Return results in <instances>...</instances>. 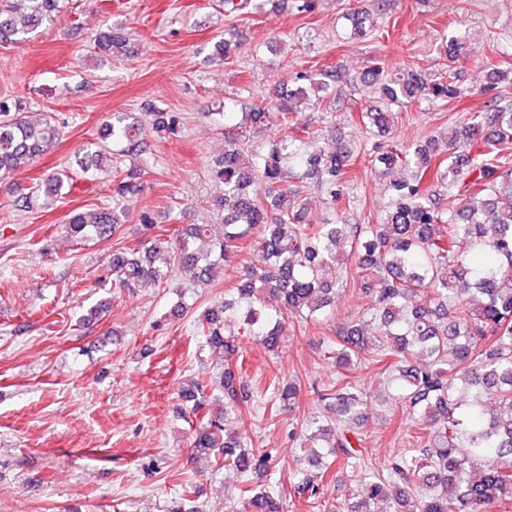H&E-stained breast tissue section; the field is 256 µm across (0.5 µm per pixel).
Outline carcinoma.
<instances>
[{
	"instance_id": "cac0c4a2",
	"label": "carcinoma",
	"mask_w": 512,
	"mask_h": 512,
	"mask_svg": "<svg viewBox=\"0 0 512 512\" xmlns=\"http://www.w3.org/2000/svg\"><path fill=\"white\" fill-rule=\"evenodd\" d=\"M64 0H0V43L22 45L55 22ZM351 31L363 35L377 23L370 10L350 17ZM448 70L429 81L400 68L391 73L373 66L363 80L378 86L390 105L420 99L452 101L461 94L455 63L467 57L466 36H440ZM126 33L101 29L92 36L100 55L119 58ZM343 79L336 68L313 78L297 77L288 96L273 92L251 112L224 103V157L212 174L224 185V233L210 224H189L175 242L155 233L142 250L112 254V280L120 288L160 285L173 270L206 284L216 269L255 243L265 255L261 268L243 267L237 301L207 309L195 323L196 335L224 352L219 389L224 408L201 418L193 447L213 454L215 466L241 474H267L274 460L247 447L246 437L225 428L243 420L256 389L246 379L239 337L255 336L269 351L279 348L286 318H314L333 308L345 257L358 256V299L363 317L374 326L365 334L355 323L336 330L337 379L318 400L336 411L332 424L311 416L305 423L304 452L310 463L322 456L350 468L361 486L358 500L341 512H509L512 508V158L495 152L512 144V99L499 98L493 112H475L451 137H433L404 151L383 154L384 164L401 162L407 177L389 185L393 203L377 224H317L308 219L296 176L325 195L334 207L342 189L354 181V152L341 145L332 152L311 151L309 124L301 122L308 91ZM20 99L0 98V173L11 174L37 160L58 130L51 118L33 120ZM282 136L259 146L251 134L272 123ZM359 122L389 128L393 113L373 109ZM112 150L88 153L83 171L102 160L112 168V205L73 213L67 233L75 240L107 241L117 232L119 202L139 192L121 167L122 158L143 145V129L133 117L116 113L103 128ZM473 150L468 168L452 160L460 145ZM482 195L480 206L469 199ZM336 271V280L326 275ZM371 355L381 373H398L394 399L406 403L413 447L384 468L368 473L359 464L363 439L356 425L371 397L349 379L353 358ZM206 385L193 381L180 396L198 413L209 405ZM299 406V389L277 381L264 410L275 416ZM323 476L298 473L290 498L319 512L325 508ZM256 512H284L282 497L270 488L244 484Z\"/></svg>"
}]
</instances>
